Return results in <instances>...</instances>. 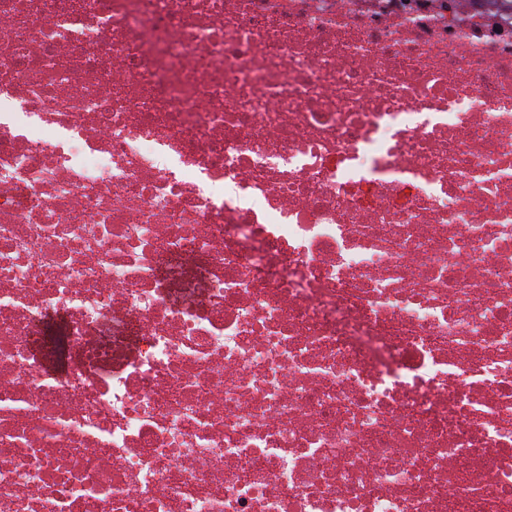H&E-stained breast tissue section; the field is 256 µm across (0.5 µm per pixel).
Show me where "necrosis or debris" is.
Segmentation results:
<instances>
[{
	"label": "necrosis or debris",
	"mask_w": 512,
	"mask_h": 512,
	"mask_svg": "<svg viewBox=\"0 0 512 512\" xmlns=\"http://www.w3.org/2000/svg\"><path fill=\"white\" fill-rule=\"evenodd\" d=\"M0 512H512V7L0 0Z\"/></svg>",
	"instance_id": "4bbe7bcc"
}]
</instances>
